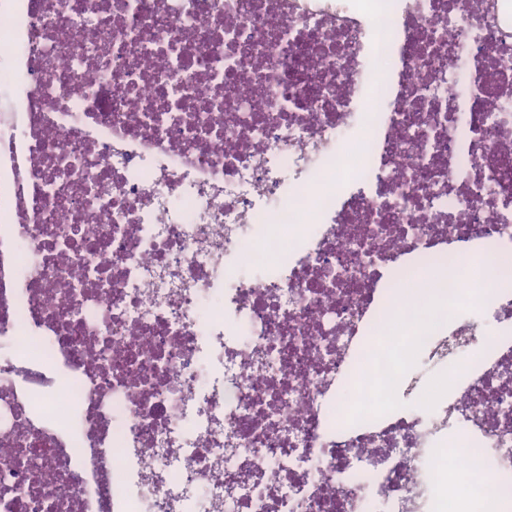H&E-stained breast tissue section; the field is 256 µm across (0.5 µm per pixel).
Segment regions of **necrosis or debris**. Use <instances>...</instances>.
<instances>
[{
    "label": "necrosis or debris",
    "mask_w": 512,
    "mask_h": 512,
    "mask_svg": "<svg viewBox=\"0 0 512 512\" xmlns=\"http://www.w3.org/2000/svg\"><path fill=\"white\" fill-rule=\"evenodd\" d=\"M512 0H0V512H512ZM462 439L467 452L454 451ZM468 267L470 268V274L467 277L468 288H470L468 299L480 300L495 287V270L492 267L488 268L491 272L490 275L493 277L490 278L478 261H470ZM448 271L439 274L423 272L412 276L407 284L406 291L410 294L412 303L399 313L389 315V325L386 336L381 339L379 348L374 353L379 354L387 361L388 371L382 374L375 373L365 367L357 376L356 383L371 391H388L394 382L396 367L408 361L399 339L404 335L406 328L415 324L425 331L430 326L439 324L448 318V307L452 303V294L443 293L432 288L435 276L446 277Z\"/></svg>",
    "instance_id": "obj_1"
}]
</instances>
